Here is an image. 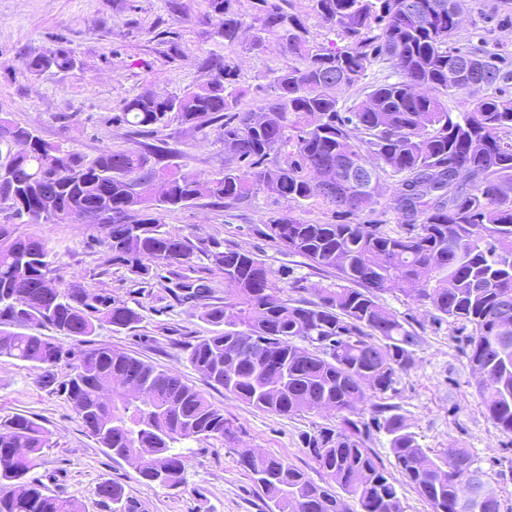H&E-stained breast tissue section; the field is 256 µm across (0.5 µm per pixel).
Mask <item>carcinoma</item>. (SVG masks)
<instances>
[{"mask_svg":"<svg viewBox=\"0 0 512 512\" xmlns=\"http://www.w3.org/2000/svg\"><path fill=\"white\" fill-rule=\"evenodd\" d=\"M210 37L224 55L201 62L209 78L182 94L145 89L112 120L136 134L177 121L220 129L224 172L209 178L159 173L143 152L107 149L91 161L0 117V209L26 224L63 222L74 211H112L102 224L106 262L178 303L202 305L212 335L186 348L187 360L214 388L270 413L328 412L336 424L305 436L321 482L284 460L247 448L240 462L270 512H405L396 479L367 447L372 430L388 436L396 471L429 512H505L502 499L467 448L436 461L389 403L414 365L420 336L387 308L401 295L435 319L469 331L465 355L495 431L512 435V53L487 42L456 41L466 0H248L252 40L242 39V0H205ZM314 16L325 29L310 30ZM280 47L271 93L243 107L237 53ZM74 59L57 48L28 58L36 73L65 71ZM469 95L463 112L446 99ZM395 181L390 208L377 209L379 185ZM300 205L321 201L336 220L310 224L276 215L265 236L336 282L296 286L284 295L257 255L213 245L211 270L224 277L213 303L204 277L162 271L190 264L194 246L160 221L202 198L232 209L259 195ZM53 249L0 224V357L27 362L46 387L59 385L82 426L112 455L137 464L148 484L177 488L174 471L192 442H234L238 428L180 375L109 346L74 351L94 320L117 330L142 320L140 309L54 276ZM51 329L47 337L40 328ZM69 366L56 383L53 369ZM138 381L131 398L100 392L116 375ZM370 400V416L357 404ZM49 431L24 414L0 421V512H82L35 476ZM97 495L112 512H142L116 482Z\"/></svg>","mask_w":512,"mask_h":512,"instance_id":"cac0c4a2","label":"carcinoma"}]
</instances>
